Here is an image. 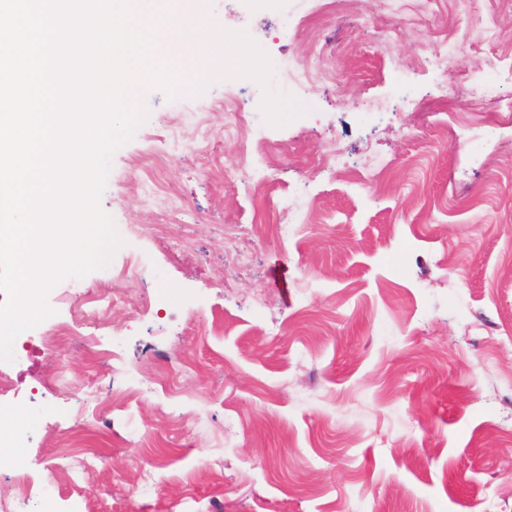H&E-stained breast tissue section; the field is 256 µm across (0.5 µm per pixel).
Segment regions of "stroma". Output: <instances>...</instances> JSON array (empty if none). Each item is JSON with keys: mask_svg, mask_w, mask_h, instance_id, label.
Here are the masks:
<instances>
[{"mask_svg": "<svg viewBox=\"0 0 512 512\" xmlns=\"http://www.w3.org/2000/svg\"><path fill=\"white\" fill-rule=\"evenodd\" d=\"M326 2L210 0L300 94L285 126L249 79L140 93L146 121L100 197L124 246L48 292L31 333L69 323L59 352L17 342L0 362L20 392L0 422L23 430L25 474L57 512H512V123L495 118L512 0ZM317 51L322 76L296 92L284 66ZM471 86L487 90L474 130ZM228 96L272 198L224 177ZM332 145L351 176L318 168ZM114 270L150 309L73 323Z\"/></svg>", "mask_w": 512, "mask_h": 512, "instance_id": "obj_1", "label": "stroma"}]
</instances>
